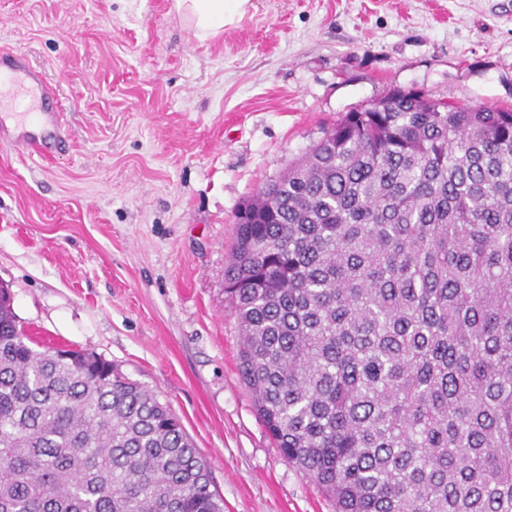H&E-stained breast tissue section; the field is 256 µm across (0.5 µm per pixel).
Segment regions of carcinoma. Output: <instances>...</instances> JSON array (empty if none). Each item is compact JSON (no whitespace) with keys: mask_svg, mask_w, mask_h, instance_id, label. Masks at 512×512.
<instances>
[{"mask_svg":"<svg viewBox=\"0 0 512 512\" xmlns=\"http://www.w3.org/2000/svg\"><path fill=\"white\" fill-rule=\"evenodd\" d=\"M347 112L235 220L239 372L336 512H512V109ZM169 405L0 288V512H224Z\"/></svg>","mask_w":512,"mask_h":512,"instance_id":"carcinoma-1","label":"carcinoma"}]
</instances>
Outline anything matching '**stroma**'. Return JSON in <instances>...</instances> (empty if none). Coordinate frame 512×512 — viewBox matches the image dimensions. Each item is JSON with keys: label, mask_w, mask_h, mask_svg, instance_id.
<instances>
[{"label": "stroma", "mask_w": 512, "mask_h": 512, "mask_svg": "<svg viewBox=\"0 0 512 512\" xmlns=\"http://www.w3.org/2000/svg\"><path fill=\"white\" fill-rule=\"evenodd\" d=\"M1 45L58 86L69 142L0 143V283L26 332L153 390L224 512H334L238 373L234 214L394 89L512 105V0H251L207 40L174 0H0Z\"/></svg>", "instance_id": "1"}]
</instances>
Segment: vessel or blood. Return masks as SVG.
Here are the masks:
<instances>
[{"instance_id":"obj_1","label":"vessel or blood","mask_w":512,"mask_h":512,"mask_svg":"<svg viewBox=\"0 0 512 512\" xmlns=\"http://www.w3.org/2000/svg\"><path fill=\"white\" fill-rule=\"evenodd\" d=\"M0 84L15 88L13 105L17 116L11 127L0 121L1 142L41 155L45 152V139L64 140L57 113L43 107L45 100L58 98L59 90L24 52H0Z\"/></svg>"}]
</instances>
